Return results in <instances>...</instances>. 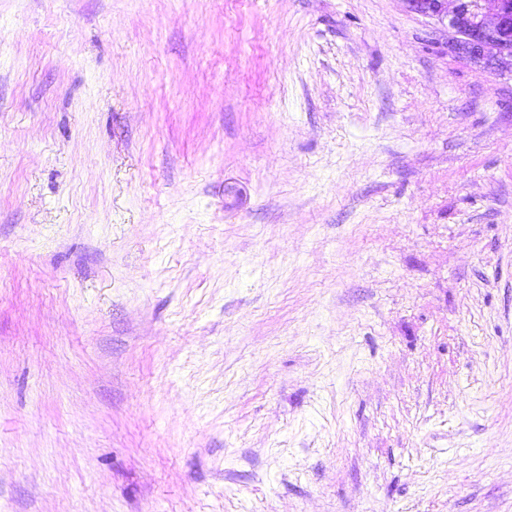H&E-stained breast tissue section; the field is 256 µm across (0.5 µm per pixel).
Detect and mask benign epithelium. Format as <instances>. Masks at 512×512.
Segmentation results:
<instances>
[{
  "label": "benign epithelium",
  "instance_id": "benign-epithelium-1",
  "mask_svg": "<svg viewBox=\"0 0 512 512\" xmlns=\"http://www.w3.org/2000/svg\"><path fill=\"white\" fill-rule=\"evenodd\" d=\"M453 7H448V2ZM454 34L451 48L488 64L512 58V0H407Z\"/></svg>",
  "mask_w": 512,
  "mask_h": 512
}]
</instances>
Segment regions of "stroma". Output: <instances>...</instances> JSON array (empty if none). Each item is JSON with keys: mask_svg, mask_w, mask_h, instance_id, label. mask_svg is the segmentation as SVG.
I'll return each mask as SVG.
<instances>
[{"mask_svg": "<svg viewBox=\"0 0 512 512\" xmlns=\"http://www.w3.org/2000/svg\"><path fill=\"white\" fill-rule=\"evenodd\" d=\"M406 0H0V512H512V63Z\"/></svg>", "mask_w": 512, "mask_h": 512, "instance_id": "stroma-1", "label": "stroma"}]
</instances>
